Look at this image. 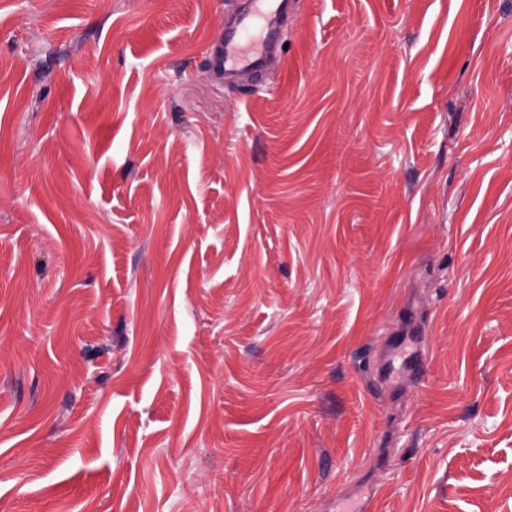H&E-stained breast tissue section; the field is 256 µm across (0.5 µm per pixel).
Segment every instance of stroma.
<instances>
[{
    "instance_id": "obj_1",
    "label": "stroma",
    "mask_w": 512,
    "mask_h": 512,
    "mask_svg": "<svg viewBox=\"0 0 512 512\" xmlns=\"http://www.w3.org/2000/svg\"><path fill=\"white\" fill-rule=\"evenodd\" d=\"M226 2L0 0V512H512V0ZM290 5L288 0H249L224 19V30L210 53V65L224 81L261 72L273 56L283 52L280 32Z\"/></svg>"
}]
</instances>
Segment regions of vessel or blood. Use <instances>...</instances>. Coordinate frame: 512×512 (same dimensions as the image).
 Masks as SVG:
<instances>
[{"label": "vessel or blood", "instance_id": "vessel-or-blood-1", "mask_svg": "<svg viewBox=\"0 0 512 512\" xmlns=\"http://www.w3.org/2000/svg\"><path fill=\"white\" fill-rule=\"evenodd\" d=\"M289 10V0H244L241 9L224 20L210 54L213 69L228 82L265 70L270 59L283 51L280 32Z\"/></svg>", "mask_w": 512, "mask_h": 512}]
</instances>
